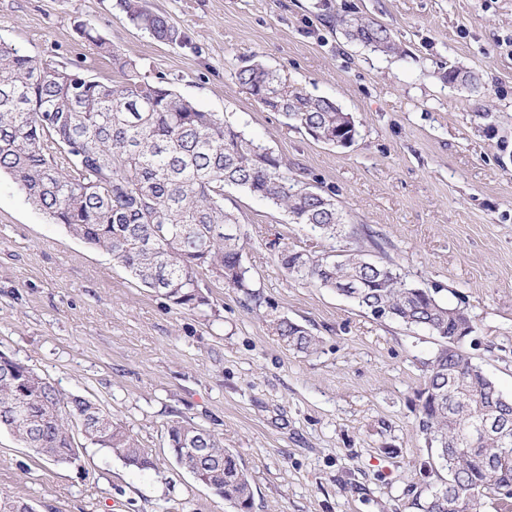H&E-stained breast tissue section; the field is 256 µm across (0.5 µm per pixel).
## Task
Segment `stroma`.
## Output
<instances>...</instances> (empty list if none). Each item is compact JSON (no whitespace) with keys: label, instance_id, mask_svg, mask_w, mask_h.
<instances>
[{"label":"stroma","instance_id":"1","mask_svg":"<svg viewBox=\"0 0 512 512\" xmlns=\"http://www.w3.org/2000/svg\"><path fill=\"white\" fill-rule=\"evenodd\" d=\"M182 29L166 45L133 28L117 0H0V39L36 60L118 79L77 33L95 25L150 80L270 147L289 174L329 195L336 239L240 189L242 259L263 299L212 289L188 311L142 287L0 176V353L67 395L101 403L152 457L138 473L106 449L79 464L35 458L0 431V493L36 512H236L181 469L169 421L213 431L246 469L251 512H415L412 488L435 463L418 429L427 333L379 321L335 290L291 277L278 254L361 251L409 284L464 309L463 350L512 397V0H146ZM392 29L399 54L347 42L339 15ZM258 57L290 84L349 113L348 146L315 141L266 110L235 74ZM477 70L472 90L443 80ZM309 328L313 352L288 351L275 316Z\"/></svg>","mask_w":512,"mask_h":512}]
</instances>
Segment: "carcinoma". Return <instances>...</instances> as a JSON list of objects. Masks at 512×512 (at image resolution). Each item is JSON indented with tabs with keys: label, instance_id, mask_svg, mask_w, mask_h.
<instances>
[{
	"label": "carcinoma",
	"instance_id": "obj_1",
	"mask_svg": "<svg viewBox=\"0 0 512 512\" xmlns=\"http://www.w3.org/2000/svg\"><path fill=\"white\" fill-rule=\"evenodd\" d=\"M129 22L162 43L185 34L143 0H118ZM345 38L374 52H400L393 33L373 18L338 17ZM77 32L112 58L119 82H103L79 67L40 63L0 41V172L28 200L84 243L104 249L143 287L187 310L211 307L203 281L232 288L245 306L262 305L242 262L237 216L224 207L233 186L281 208L292 224H306L334 239L342 216L333 200L283 169L279 157L238 127L179 96L166 81L153 82L107 43L89 23ZM443 78L478 88L479 74L451 65ZM236 80L265 108L281 113L315 140L355 138L343 110L312 97L277 71L251 60ZM281 266L324 288L355 282L350 300L374 318L427 332L437 349L426 362L418 397V428L433 432L430 449L448 478L425 486L412 500L417 512H482L489 495L512 499V434L496 429L470 439L485 416L512 418V400L462 350L466 318L424 288H414L390 266L350 251L340 260L281 252ZM280 343L294 353L316 349L319 337L286 318L270 320ZM84 440L105 448L131 470L154 462L138 440L100 403L64 395L49 378L0 353V430L13 434L41 459L75 464ZM176 462L238 512L253 498L249 478L232 451L211 431L173 420L167 427Z\"/></svg>",
	"mask_w": 512,
	"mask_h": 512
}]
</instances>
